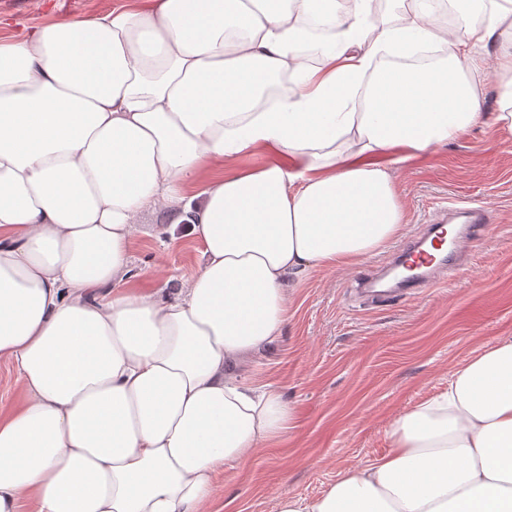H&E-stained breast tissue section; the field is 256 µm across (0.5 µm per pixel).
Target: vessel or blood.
Masks as SVG:
<instances>
[{
  "mask_svg": "<svg viewBox=\"0 0 512 512\" xmlns=\"http://www.w3.org/2000/svg\"><path fill=\"white\" fill-rule=\"evenodd\" d=\"M459 222L460 231L452 240L450 251L436 257L424 251L423 246L432 238L434 230ZM489 217L479 207L454 204L445 209L434 228L423 229L397 248L375 271L362 275L350 293L352 296L378 304L405 300L432 284L436 276H447L463 268L462 250L466 243L482 237Z\"/></svg>",
  "mask_w": 512,
  "mask_h": 512,
  "instance_id": "obj_1",
  "label": "vessel or blood"
}]
</instances>
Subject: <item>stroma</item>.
I'll return each mask as SVG.
<instances>
[{"label": "stroma", "instance_id": "1", "mask_svg": "<svg viewBox=\"0 0 512 512\" xmlns=\"http://www.w3.org/2000/svg\"><path fill=\"white\" fill-rule=\"evenodd\" d=\"M121 0H0V33L23 37L60 18L111 12ZM512 35L479 51L484 112L498 110L496 68ZM406 224L404 243L449 203L484 206L492 223L473 243L468 271L419 297L368 307L347 290L383 254L356 265L321 270L288 300L283 334L237 370L251 383L272 384L294 410L285 442L264 448L246 465L222 468L210 512H277L284 495L314 498L347 470L391 449L392 422L441 390L453 369L512 336V133L489 124L437 146L397 170ZM130 246L141 288L181 287L203 262L202 246L178 217L148 210Z\"/></svg>", "mask_w": 512, "mask_h": 512}]
</instances>
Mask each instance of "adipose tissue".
<instances>
[{
	"label": "adipose tissue",
	"mask_w": 512,
	"mask_h": 512,
	"mask_svg": "<svg viewBox=\"0 0 512 512\" xmlns=\"http://www.w3.org/2000/svg\"><path fill=\"white\" fill-rule=\"evenodd\" d=\"M455 2L481 23L448 34L431 0L383 29L370 0H137L0 41V362L21 392L0 512H209L218 468L282 441L291 406L234 367L281 336L290 289L399 234L395 169L485 121L512 132V53L492 116L475 78L512 0ZM434 43L430 66L375 64ZM258 149L272 160L231 169ZM158 208L203 247L173 293L129 285ZM388 437L277 512H512V336Z\"/></svg>",
	"instance_id": "1"
}]
</instances>
